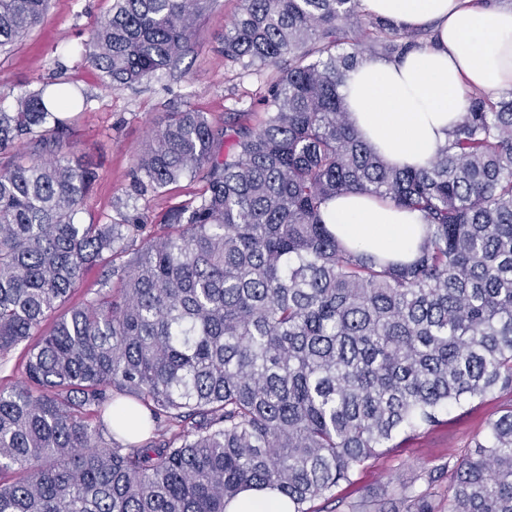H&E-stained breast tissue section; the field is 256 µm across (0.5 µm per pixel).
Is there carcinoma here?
I'll use <instances>...</instances> for the list:
<instances>
[{
	"label": "carcinoma",
	"instance_id": "cac0c4a2",
	"mask_svg": "<svg viewBox=\"0 0 512 512\" xmlns=\"http://www.w3.org/2000/svg\"><path fill=\"white\" fill-rule=\"evenodd\" d=\"M211 4L112 0L89 56L113 87L148 80ZM47 7L0 0V52ZM422 48L361 0H243L215 51L279 68L265 117L155 122L138 191L205 179L156 232L120 206L110 224L77 222L95 175L67 140L73 91L0 96V359L25 350L24 381L0 388V512H225L253 486L313 512L398 437L512 391V89L467 93L419 168L387 164L342 104L364 61ZM29 144L47 153L14 162ZM347 193L417 214L416 257L337 239L322 208ZM103 258L108 287L62 309ZM123 398L155 439L117 438ZM451 472L447 512H512V402ZM390 512L442 507L425 491Z\"/></svg>",
	"mask_w": 512,
	"mask_h": 512
}]
</instances>
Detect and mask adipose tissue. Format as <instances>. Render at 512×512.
<instances>
[{
    "instance_id": "ef3b65f1",
    "label": "adipose tissue",
    "mask_w": 512,
    "mask_h": 512,
    "mask_svg": "<svg viewBox=\"0 0 512 512\" xmlns=\"http://www.w3.org/2000/svg\"><path fill=\"white\" fill-rule=\"evenodd\" d=\"M370 16L432 26L435 42L401 59L372 58L340 88L362 138L389 164H426L458 122L466 91L512 87V7L473 0H362ZM349 248L395 261L418 251L415 214L364 194L336 196L323 209Z\"/></svg>"
}]
</instances>
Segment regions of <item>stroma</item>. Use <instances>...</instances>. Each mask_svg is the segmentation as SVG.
<instances>
[{"instance_id": "35a3bbf8", "label": "stroma", "mask_w": 512, "mask_h": 512, "mask_svg": "<svg viewBox=\"0 0 512 512\" xmlns=\"http://www.w3.org/2000/svg\"><path fill=\"white\" fill-rule=\"evenodd\" d=\"M241 5V0H215L198 20L177 66L130 87H111L85 55L93 31L112 12V0H50L44 19L10 53L0 55L1 92L16 97L49 84L82 95L73 109L76 121L69 138L95 169L96 179L77 216L80 223H111L113 204L121 201L145 212L156 230L170 208L200 192L203 181L198 177L184 178L161 193L140 196L134 190L137 158L163 113L189 107L207 113L218 127L260 124L277 68L249 74L212 50ZM511 400L512 393L498 392L469 411L444 414L440 425L365 462L351 482L337 487L332 503L315 502L316 512H348L352 504L378 512L390 506L393 490L402 485L415 493L430 487L438 499H447L450 475L444 465L455 462L483 434L487 420ZM435 470L440 480L427 485L425 473Z\"/></svg>"}]
</instances>
